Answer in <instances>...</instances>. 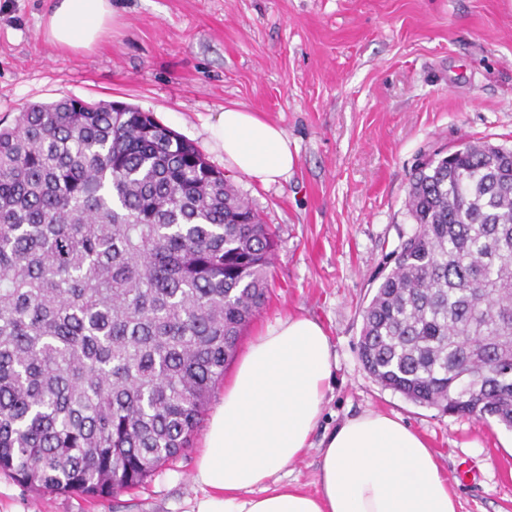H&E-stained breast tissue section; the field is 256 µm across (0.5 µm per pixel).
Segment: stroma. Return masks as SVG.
<instances>
[{
	"mask_svg": "<svg viewBox=\"0 0 512 512\" xmlns=\"http://www.w3.org/2000/svg\"><path fill=\"white\" fill-rule=\"evenodd\" d=\"M52 0H0V125L28 102L76 97L153 113L277 229L270 295L240 339L302 314L336 354L320 442L367 410L402 419L437 454L458 512H512V430L415 404L359 357L362 311L416 226V165L464 141L512 148V0H112L122 26L61 53L41 34ZM242 108L286 132L296 164L264 186L224 165L208 126ZM139 489L41 494L0 475V512H191L203 445Z\"/></svg>",
	"mask_w": 512,
	"mask_h": 512,
	"instance_id": "1",
	"label": "stroma"
}]
</instances>
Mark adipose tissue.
Masks as SVG:
<instances>
[{
	"label": "adipose tissue",
	"instance_id": "ef3b65f1",
	"mask_svg": "<svg viewBox=\"0 0 512 512\" xmlns=\"http://www.w3.org/2000/svg\"><path fill=\"white\" fill-rule=\"evenodd\" d=\"M116 21L112 0H54L43 36L65 51L90 50ZM209 132L225 164L260 184L295 166L285 131L252 112L225 109ZM335 367L315 319L288 316L257 331L210 417L193 512H457L435 452L397 417L368 410L312 445ZM312 447L318 490L310 494L278 474Z\"/></svg>",
	"mask_w": 512,
	"mask_h": 512
}]
</instances>
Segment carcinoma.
<instances>
[{
    "label": "carcinoma",
    "instance_id": "carcinoma-1",
    "mask_svg": "<svg viewBox=\"0 0 512 512\" xmlns=\"http://www.w3.org/2000/svg\"><path fill=\"white\" fill-rule=\"evenodd\" d=\"M407 210L360 359L415 403L512 428V149L427 158ZM275 237L152 113L25 104L0 128V474L103 497L189 448L268 299Z\"/></svg>",
    "mask_w": 512,
    "mask_h": 512
}]
</instances>
